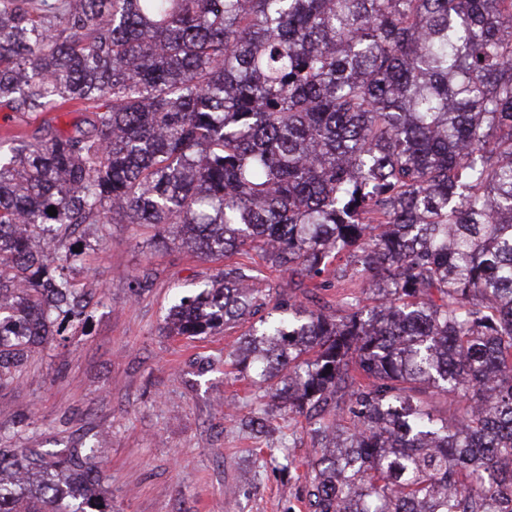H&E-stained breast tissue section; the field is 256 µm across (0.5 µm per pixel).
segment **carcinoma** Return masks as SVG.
<instances>
[{
	"label": "carcinoma",
	"instance_id": "cac0c4a2",
	"mask_svg": "<svg viewBox=\"0 0 512 512\" xmlns=\"http://www.w3.org/2000/svg\"><path fill=\"white\" fill-rule=\"evenodd\" d=\"M75 104L0 139V392L88 323L77 230L151 224L287 274L227 264L168 321L249 323L312 512H512V0H0V110ZM335 261L363 287L307 307ZM3 439L0 512H112L82 439Z\"/></svg>",
	"mask_w": 512,
	"mask_h": 512
}]
</instances>
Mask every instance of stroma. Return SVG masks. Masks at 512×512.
<instances>
[{
	"mask_svg": "<svg viewBox=\"0 0 512 512\" xmlns=\"http://www.w3.org/2000/svg\"><path fill=\"white\" fill-rule=\"evenodd\" d=\"M105 234L78 275L101 293L87 326L32 354L0 393V430L18 448L83 437L115 512H310L304 418L275 412L260 436L239 423L255 397L228 358L243 326L193 340L166 329L175 295L194 294L223 261L161 243L148 224Z\"/></svg>",
	"mask_w": 512,
	"mask_h": 512,
	"instance_id": "35a3bbf8",
	"label": "stroma"
}]
</instances>
